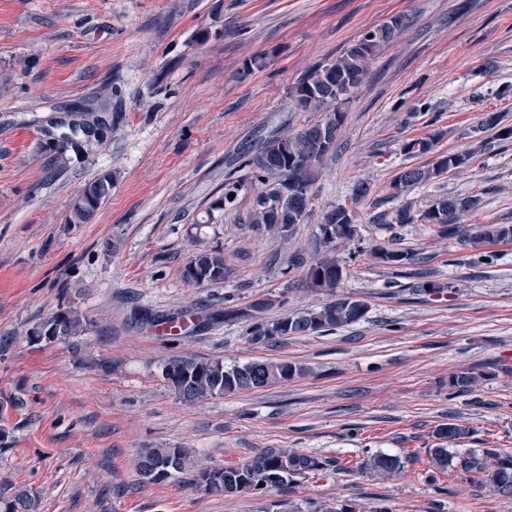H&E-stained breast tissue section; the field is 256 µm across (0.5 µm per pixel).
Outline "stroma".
<instances>
[{
    "instance_id": "stroma-1",
    "label": "stroma",
    "mask_w": 512,
    "mask_h": 512,
    "mask_svg": "<svg viewBox=\"0 0 512 512\" xmlns=\"http://www.w3.org/2000/svg\"><path fill=\"white\" fill-rule=\"evenodd\" d=\"M404 17L394 44L369 63L344 107L334 150L319 166L293 239L258 231L236 211H210L225 181L244 175V148L319 120L288 90L368 29ZM268 64L247 79L246 59ZM111 85L119 130L92 150L48 166L40 130L64 105ZM487 112L512 124V0H0V333L25 334L77 308L94 365L59 341L19 342L0 357V497L25 487L42 512H265L270 503L330 512H512V496L430 468L439 424L471 428L458 451L512 453V244L491 262L431 224H398L454 193L478 198L466 224H512V141L480 129ZM430 152L405 154L413 139ZM484 150H477L479 141ZM475 149L467 167L393 196L403 167ZM112 193L89 224L69 215L80 188L104 172ZM370 195L352 204L359 182ZM354 205L355 238L337 247L340 295L364 300V320L320 336L255 343L249 320L190 338L130 318L129 300L160 311L200 304L249 310L271 299L277 317L328 302L305 288L306 260L326 247L325 211ZM377 247L412 254L393 267ZM223 252L218 284L182 277L199 250ZM449 285L416 295L418 279ZM180 355L225 366L274 358L306 375L256 391L180 402L162 378ZM478 381L453 395L448 379ZM22 395L25 407L7 401ZM181 446L209 465H237L258 449L298 448L331 467L261 495H209L180 480L144 485L134 458ZM400 457L388 479L365 473L367 453Z\"/></svg>"
}]
</instances>
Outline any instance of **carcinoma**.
I'll return each instance as SVG.
<instances>
[{"label": "carcinoma", "instance_id": "1", "mask_svg": "<svg viewBox=\"0 0 512 512\" xmlns=\"http://www.w3.org/2000/svg\"><path fill=\"white\" fill-rule=\"evenodd\" d=\"M404 24L402 17H394L383 25L365 31L336 59L319 62L309 67L290 88L288 95L296 108L305 112H322L324 117L295 134L267 140L245 164L247 172L236 180L224 183V194L214 200L210 210H227L235 206L241 191L251 187L257 190L253 205L247 212L246 223L288 236L307 215L310 191L315 181V168L320 159L336 146L345 113L342 108L363 84L368 64L378 48L394 41ZM112 104V86H102L85 103L86 111L71 113L73 126L66 131L46 129L42 137L45 149L54 158L72 150L87 151L112 137L114 124L103 121L102 110ZM481 127L492 132L498 141L512 139V125L503 123L497 112L483 114ZM474 153H448L435 157L425 167L402 168L390 184L394 195L400 196L411 186L433 182L448 171L469 164ZM112 190V173L105 172L87 183L78 193L69 216L71 224L90 223ZM476 200L469 196H440L415 215L408 207L398 211L395 223L436 224L441 233L476 246L484 243L512 242V224H484L471 230L458 223L460 216L471 210ZM320 234L328 245L353 239L355 214L345 206L327 210L319 225ZM376 259L392 266H403L412 261V255L383 248L374 253ZM224 255L215 251H200L186 264L184 280L196 286L224 280ZM343 278V267L334 257H325L310 264L306 272V287L315 291L334 293ZM269 301L258 300L251 305L250 318L255 323L249 335L255 343L279 340L288 336L322 334L338 327L350 326L362 320L368 306L360 299L338 297L321 306L305 309L293 315L274 320L261 318ZM244 316L235 310L209 309L197 315L188 310L169 313L154 312L136 305L131 318L150 327H163L186 337L194 335L224 319ZM86 322L72 307L61 308L38 324L26 336L29 343L45 339L63 341L72 346L73 353L81 351L76 337L83 335ZM306 368L286 360H256L242 365L224 366L222 359L174 357L162 369L163 379L185 404H196L210 398L267 387L303 375ZM476 383L471 372H461L448 379L452 394L465 393ZM470 437L466 426L448 422L435 431L437 443L428 449V460L433 470H452L471 482L492 492L512 494V454L495 449H470L463 453L451 452L445 442L458 443ZM364 468L383 475L404 468L401 459L386 454H375L363 462ZM328 461L295 448H263L240 465L220 466L196 462L185 448H142L138 452L136 471L144 484H159L189 476L194 488L211 494L239 496L258 494L289 481L322 471ZM0 512H41L40 496L27 488H20L5 499H0Z\"/></svg>", "mask_w": 512, "mask_h": 512}]
</instances>
